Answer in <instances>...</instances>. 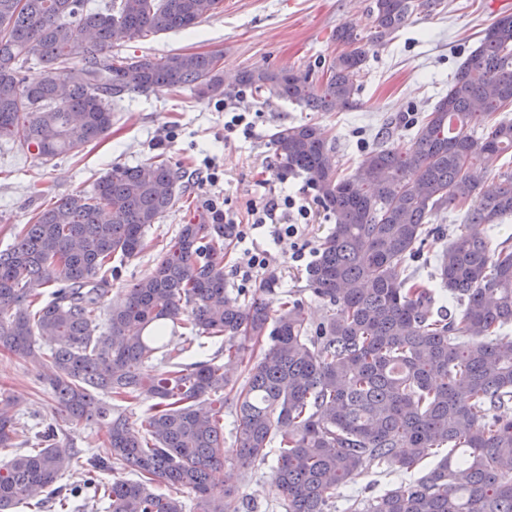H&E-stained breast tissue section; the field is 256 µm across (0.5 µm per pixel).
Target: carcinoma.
Segmentation results:
<instances>
[{
  "mask_svg": "<svg viewBox=\"0 0 512 512\" xmlns=\"http://www.w3.org/2000/svg\"><path fill=\"white\" fill-rule=\"evenodd\" d=\"M220 3L111 0L99 11L86 0H0V139L47 164L108 134L112 105L130 93L232 97L247 88L314 112L354 105L367 50L350 23L332 35L344 50L319 87L292 70H244L227 84L217 51L112 54L117 43L193 28ZM438 5L373 0L368 43L385 45L413 14ZM32 61L48 70L36 83L24 76ZM510 106L506 15L484 31L433 110L409 123L405 151L378 144L344 175L319 126L273 134L276 174L305 175L334 221L307 270L310 290L330 306L315 326L298 299L273 306V273L249 299L228 292L224 258L237 225L204 214L101 314L118 265L143 251L147 229L181 197L182 171L165 161L114 165L92 192L37 212L0 250V352L38 361L72 423L88 418L100 395L149 408L137 425L101 404L98 417L111 419L106 455L90 457L83 484L71 488L59 481L78 450L56 424L44 425L38 450L0 467V512L22 502L45 512L71 498L105 512H185L184 489L196 512H240L232 474L220 491L212 479L224 468L229 396L239 466L276 457L284 512H327L362 471H408L443 447L421 477L352 496L346 512H512V247L474 231L512 217V160L499 166L493 193L477 194L480 172L512 154ZM448 207L464 212V223L426 280L413 262L436 234L431 216ZM440 292L450 308L439 305ZM170 327L182 329L186 346L168 347ZM204 338L221 342L226 362L184 361ZM255 347L257 363L235 378L240 352ZM23 434L14 402L0 394V448Z\"/></svg>",
  "mask_w": 512,
  "mask_h": 512,
  "instance_id": "carcinoma-1",
  "label": "carcinoma"
}]
</instances>
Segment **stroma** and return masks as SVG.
<instances>
[{"instance_id": "stroma-1", "label": "stroma", "mask_w": 512, "mask_h": 512, "mask_svg": "<svg viewBox=\"0 0 512 512\" xmlns=\"http://www.w3.org/2000/svg\"><path fill=\"white\" fill-rule=\"evenodd\" d=\"M371 0H223L218 13L192 30L150 34L120 43L112 52L122 58L173 52L218 51L225 80L247 69L300 70L320 82L341 47L332 35L353 24L360 36L374 30ZM512 15V0H441L430 13L415 14L382 47H369L360 90L353 107L313 112L291 102L265 100L256 94L239 109L254 115L251 137L224 136V101L200 97L188 90L135 95L115 105L110 132L79 153H67L40 164L19 143L0 140V250L33 215L61 197L92 191L112 165L139 166L158 157L183 173L181 200L145 235L146 248L112 276L107 303L120 302L128 288L147 275L177 237L182 224L209 201L246 215L250 201L267 196L269 187L298 196L306 190L301 175L279 178L272 171L271 136L282 126L314 123L336 142L342 170L352 173L363 155L386 133L390 148L409 145L410 132L392 126L397 117L417 118L431 112L448 90L460 63L477 47L486 28L500 16ZM214 159L219 182L206 184L207 159ZM234 248L225 258L229 291L253 292L259 277L242 279L240 266L251 253L263 250L268 268L276 273L280 291L301 299L309 321L319 323L326 304L310 291L305 263L296 261L291 239L274 240L269 227L239 226ZM0 391L17 402L16 418L29 431L48 422L71 440L81 457L104 453L108 423L84 420L67 423L56 415L57 405L31 362L0 353ZM232 406L224 408V468L233 475L240 501L256 512H273L279 499L273 482L275 459L246 468L237 466Z\"/></svg>"}]
</instances>
